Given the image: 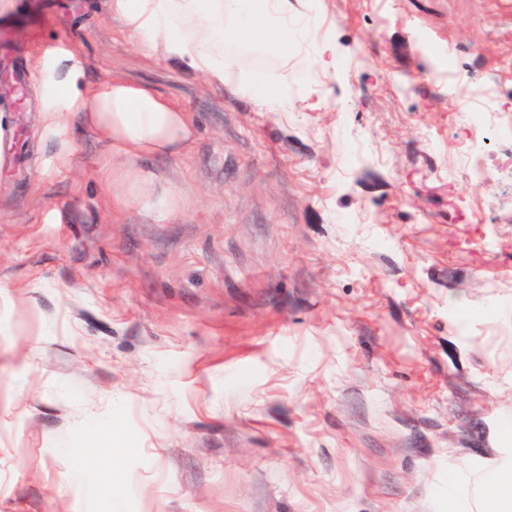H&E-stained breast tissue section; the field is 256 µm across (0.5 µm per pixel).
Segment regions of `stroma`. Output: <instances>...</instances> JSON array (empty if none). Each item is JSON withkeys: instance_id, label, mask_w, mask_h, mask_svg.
<instances>
[{"instance_id": "stroma-1", "label": "stroma", "mask_w": 512, "mask_h": 512, "mask_svg": "<svg viewBox=\"0 0 512 512\" xmlns=\"http://www.w3.org/2000/svg\"><path fill=\"white\" fill-rule=\"evenodd\" d=\"M277 120L107 0H14L0 65V512H449L512 428V0H308ZM185 112L138 161L41 116L43 57ZM483 117L471 129L466 114ZM111 448L109 482L89 463Z\"/></svg>"}]
</instances>
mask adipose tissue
I'll return each mask as SVG.
<instances>
[{"label": "adipose tissue", "instance_id": "1", "mask_svg": "<svg viewBox=\"0 0 512 512\" xmlns=\"http://www.w3.org/2000/svg\"><path fill=\"white\" fill-rule=\"evenodd\" d=\"M111 14L137 35L142 48L204 76L215 88L234 87L274 113L293 111L288 101V63L312 62L336 69L329 41L310 42L288 17V0H108ZM260 44L279 64L256 72L232 49ZM74 72H59L57 84L81 123L100 132L125 156L178 153L194 139L184 112L150 88L115 78L87 91L73 87ZM448 499L457 512H512V447L495 449L485 471L449 462Z\"/></svg>", "mask_w": 512, "mask_h": 512}]
</instances>
